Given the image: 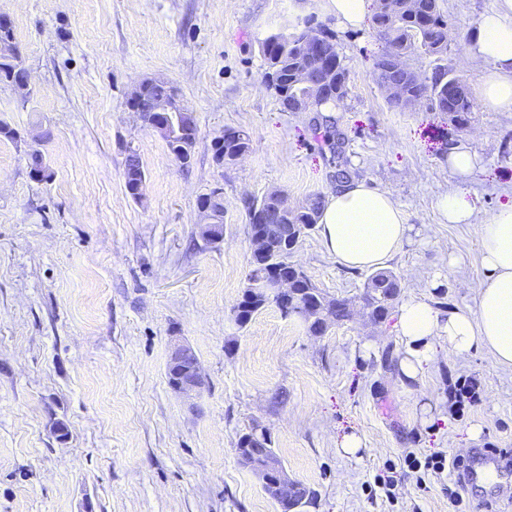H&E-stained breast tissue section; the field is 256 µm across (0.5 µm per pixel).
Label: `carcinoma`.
Wrapping results in <instances>:
<instances>
[{"mask_svg": "<svg viewBox=\"0 0 512 512\" xmlns=\"http://www.w3.org/2000/svg\"><path fill=\"white\" fill-rule=\"evenodd\" d=\"M416 4L419 5V8L418 14L414 16L405 9V2L400 0L398 2L399 9L394 16L388 17L378 13L376 20L388 25L392 45L405 56L422 52L439 60L448 50V21L437 0H416ZM308 30L320 33L327 48L331 49L329 57L336 62L339 74L338 82L330 85H320L315 82L305 87L296 86V74L314 67V61L307 56L302 45V40ZM261 52L265 64L264 75L271 76V79L264 80V83L280 102L306 98L315 100L318 106H323L335 103L336 98L344 97L347 92V69L336 50L333 35L320 25L305 27V30L297 33L291 42H278L269 37L263 42ZM449 78L448 69L442 65L435 67L431 82L427 83L415 79L408 71L393 72L386 67V63L381 61L378 64V82L380 84L384 85L388 82L404 84L406 98L402 101L388 100L391 106L400 109L409 108L423 99L431 102L437 100L438 97L446 93ZM173 92L174 88L164 82L148 87L145 99L137 109L140 119H145L153 103L170 98ZM474 108V98L469 92L465 93L461 104L454 100L448 101V111L455 113L461 123L469 122V115L474 112ZM222 138H224V143L220 146L213 145L212 150L224 151V157L232 162L238 157L246 155L251 149L250 136L244 131L226 129ZM124 177L125 187L130 196L136 200L141 199L142 194L137 192V184L145 181V174L141 159L134 150L128 151L125 157ZM272 207L271 201L265 198L260 200L254 198L246 202L245 215L248 226L252 228L254 224L263 220V214L269 212ZM321 209V197L311 196L298 209L282 215L275 220V223L298 224L301 229L309 230L318 224ZM294 251L293 240L290 239L285 242L281 252L275 256L253 254L252 269L247 281L262 277L272 268H280L293 279L296 290L302 291L311 287V281L307 275L297 271L293 265ZM363 300L366 307L370 309V315L374 318L380 320L388 315L390 303L367 293L363 295ZM266 304L267 300L262 295L253 292L250 285H245L241 298L234 305V309H236L235 323L241 328L247 326L254 315ZM248 448L252 449L258 460L269 465L271 470L274 471L277 466L281 465L280 458L272 448V442L253 439L250 430L243 433L237 442L239 461L246 467L249 466V463L244 460V454Z\"/></svg>", "mask_w": 512, "mask_h": 512, "instance_id": "cac0c4a2", "label": "carcinoma"}]
</instances>
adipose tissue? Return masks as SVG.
Instances as JSON below:
<instances>
[{
  "mask_svg": "<svg viewBox=\"0 0 512 512\" xmlns=\"http://www.w3.org/2000/svg\"><path fill=\"white\" fill-rule=\"evenodd\" d=\"M485 67L473 93L484 109L512 112V0H495L467 49ZM436 208L451 224L479 227L482 265L487 277L468 310H441L411 297L400 305L395 331L402 346L401 374L417 379L435 359L439 343L449 354L481 351L500 367L512 369V207L478 215L466 190L440 195ZM320 240L337 263L352 270L378 269L398 254L410 226L401 205L383 191L351 179L338 183L323 207Z\"/></svg>",
  "mask_w": 512,
  "mask_h": 512,
  "instance_id": "obj_1",
  "label": "adipose tissue"
}]
</instances>
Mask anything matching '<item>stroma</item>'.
Returning a JSON list of instances; mask_svg holds the SVG:
<instances>
[{"label":"stroma","mask_w":512,"mask_h":512,"mask_svg":"<svg viewBox=\"0 0 512 512\" xmlns=\"http://www.w3.org/2000/svg\"><path fill=\"white\" fill-rule=\"evenodd\" d=\"M493 0H440L449 72L470 87L467 57ZM33 93L0 83V512H280L238 461L243 430L259 423L290 478L316 497L303 512H512L496 484L448 475L420 483L404 458L512 448V370L440 346L406 381L395 315L371 323L359 296L367 271L327 254L317 230L294 259L353 314L313 336L268 304L246 328L231 318L251 269L243 200L272 191L290 204L327 196L343 178L388 192L411 238L385 265L401 298L471 308L484 279L479 228L442 221L435 201L457 185L448 150L481 165L467 184L480 213L512 205V113L476 107L468 123L429 101L392 108L377 81L389 46L375 18L341 27L325 0H0ZM336 36L347 93L332 112L284 111L263 83L262 42L306 19ZM177 87L196 117L190 166L131 112L143 80ZM252 148L217 169L225 128ZM140 156L144 197L126 191L127 149ZM39 152L52 177L30 173ZM221 189L224 241L196 224L202 194ZM195 351L208 384L195 406L171 391L172 338ZM474 378L478 399L457 412L448 386ZM364 443L342 450L349 436ZM393 471V499L369 496Z\"/></svg>","instance_id":"stroma-1"}]
</instances>
